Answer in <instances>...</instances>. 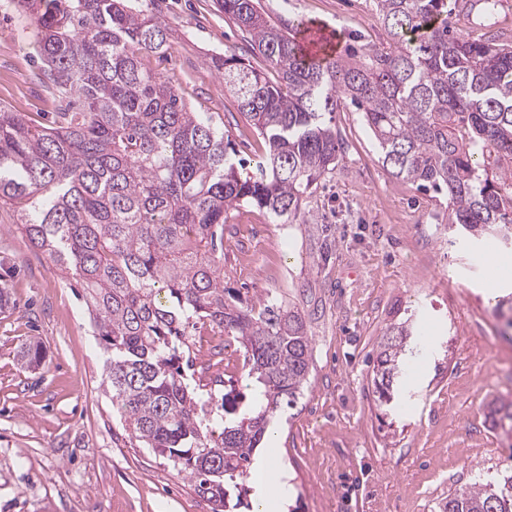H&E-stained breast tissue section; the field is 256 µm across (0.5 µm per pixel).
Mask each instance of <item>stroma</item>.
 Segmentation results:
<instances>
[{
	"label": "stroma",
	"mask_w": 512,
	"mask_h": 512,
	"mask_svg": "<svg viewBox=\"0 0 512 512\" xmlns=\"http://www.w3.org/2000/svg\"><path fill=\"white\" fill-rule=\"evenodd\" d=\"M272 22L325 24L347 45L386 40L373 0H260ZM170 31L167 53H140L144 68L179 88L193 111L223 129L240 157L264 144L246 123L210 56L248 51L216 0H158ZM474 38L512 37V0L485 10L468 0L454 19ZM29 17L0 0V106L50 126L56 90L42 78ZM346 148L307 192L299 222L281 226L242 206L224 228L229 287L244 296H312L315 369L296 409L277 416L273 446L291 487L292 512H434L449 490L479 472L512 468V437L492 429L485 405L512 398V279L488 273L482 257L512 268V248L491 236L465 239L445 227L448 196L421 193L378 160L360 113L334 114ZM0 204V512H211L190 479L162 456L131 444L106 394L104 351L76 289L18 230ZM336 246L319 251L324 235ZM415 317L431 352L406 380L397 412L379 413L373 366L387 325ZM41 342L35 368L17 361ZM245 351L223 338L196 348L197 362L244 388Z\"/></svg>",
	"instance_id": "1"
}]
</instances>
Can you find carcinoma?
<instances>
[{
  "mask_svg": "<svg viewBox=\"0 0 512 512\" xmlns=\"http://www.w3.org/2000/svg\"><path fill=\"white\" fill-rule=\"evenodd\" d=\"M14 3L65 105L52 127L0 107V203L18 207L31 246L82 288L130 438L194 481L212 512H254L253 454L302 398L313 336L300 304L271 292L247 299L224 284L231 212L250 204L299 217L307 190L336 168L342 142L327 115L348 100L392 177L447 191L448 228L512 237V40L456 31L448 0H374L388 46L320 59L258 0H217L276 73L272 81L234 54L210 58L264 141L249 173L224 131L142 67L141 50L170 49L149 5ZM206 324L244 348L250 395L216 394L203 366L185 372L189 337ZM428 351L411 318L386 327L374 366L379 404L399 408L400 387ZM18 356L38 365L42 346ZM486 410L492 428L512 434L511 399ZM439 512H512V472L454 489Z\"/></svg>",
  "mask_w": 512,
  "mask_h": 512,
  "instance_id": "cac0c4a2",
  "label": "carcinoma"
}]
</instances>
